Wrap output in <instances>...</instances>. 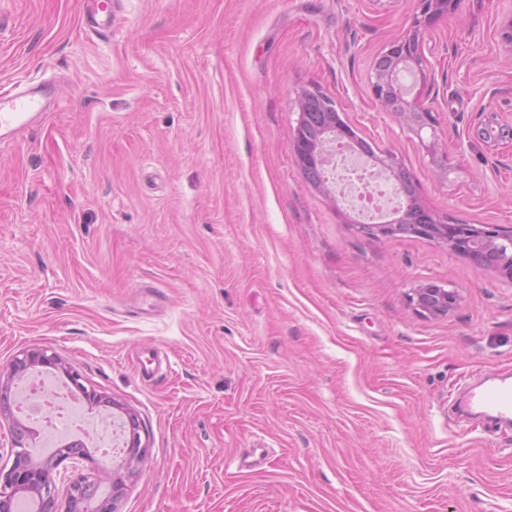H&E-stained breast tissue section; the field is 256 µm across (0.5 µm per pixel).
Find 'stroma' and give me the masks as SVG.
I'll return each mask as SVG.
<instances>
[{"instance_id":"1","label":"stroma","mask_w":512,"mask_h":512,"mask_svg":"<svg viewBox=\"0 0 512 512\" xmlns=\"http://www.w3.org/2000/svg\"><path fill=\"white\" fill-rule=\"evenodd\" d=\"M415 0H0V87L60 81L0 144V367L50 348L134 411L148 455L117 512H512V428L451 413L512 377V284L437 242L377 238L293 160L296 101L332 98L425 207L512 227V0L425 40L448 175L376 106L371 64ZM459 295L408 304L420 282ZM93 13L89 20V29L94 34L105 35L112 30V0H92ZM97 16L102 17V22H98ZM412 310L423 317L437 318L448 315L458 304L459 296L454 289L434 283H424L408 294Z\"/></svg>"}]
</instances>
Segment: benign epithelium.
Masks as SVG:
<instances>
[{
    "label": "benign epithelium",
    "mask_w": 512,
    "mask_h": 512,
    "mask_svg": "<svg viewBox=\"0 0 512 512\" xmlns=\"http://www.w3.org/2000/svg\"><path fill=\"white\" fill-rule=\"evenodd\" d=\"M458 0H416V9L406 32L388 43L375 57L370 76L371 95L377 106L393 113L406 128L414 133L433 159L440 158L437 170L445 177L448 173L446 149L438 137L437 121L433 112L422 108L417 99H408L409 90L400 81L404 71L424 73L430 66L424 50L427 32L444 15L456 10ZM316 102L327 112L336 111L335 102L318 90H304L298 96L299 118L294 133V161L301 167L313 158L329 162L332 147L315 148L307 136L304 115L309 104ZM374 163L383 172L399 177L405 172L400 159L385 149L374 155ZM512 228L496 224H450L448 218L434 216L429 224H420L413 236L435 241L468 258L474 266L492 270L512 283V252H503L504 234ZM412 310L423 317L437 318L448 315L458 304V293L434 283H424L408 294ZM53 369L62 373L71 388L91 404L102 402L101 397L87 389L80 376L72 372L54 351L45 348L28 349L17 354L10 364L0 369V421L12 428V455L10 467L0 466V512H16V504L23 498L37 502L38 512H116L117 502L125 492V479L145 462L146 446L142 444L141 422L136 413L116 402L124 428V454L112 462V479L107 493L102 494L98 482L78 474L68 479L65 494H60L54 478L58 466L68 459H95L80 442L63 443L53 456L43 463L34 462L27 452L30 432L19 423L13 413L16 399L15 382L32 369Z\"/></svg>",
    "instance_id": "benign-epithelium-1"
}]
</instances>
